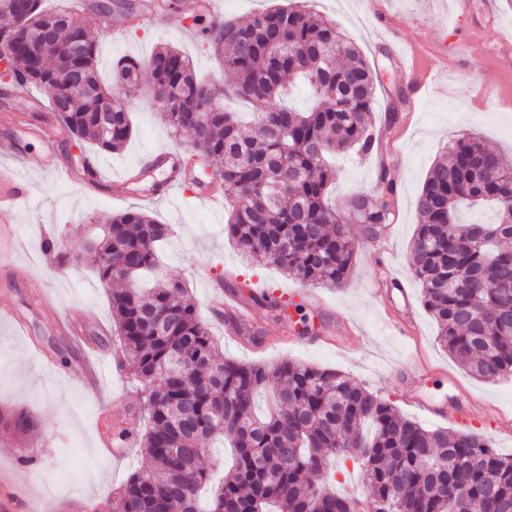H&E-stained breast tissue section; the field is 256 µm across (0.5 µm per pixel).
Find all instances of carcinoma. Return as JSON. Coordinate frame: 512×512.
<instances>
[{"label":"carcinoma","instance_id":"obj_1","mask_svg":"<svg viewBox=\"0 0 512 512\" xmlns=\"http://www.w3.org/2000/svg\"><path fill=\"white\" fill-rule=\"evenodd\" d=\"M16 2L0 0V46L11 47L3 91L42 89L67 135L116 152L133 134L128 95L148 68L152 104L173 133H189L190 154L215 167L230 211L225 231L238 248L302 283L344 280L354 240L328 200L336 179L329 157L373 148L365 116L375 78L334 22L291 3L245 23L193 18L202 43L232 75L230 92L252 103L254 120L243 123L179 49L161 45L145 64L118 61L107 87L97 42L75 13L32 0L20 15ZM74 71L88 90L66 96L60 109ZM298 90L313 97L306 112L282 103ZM107 107L112 130L104 137L99 113ZM392 193L380 175L375 193L354 197L353 217L371 230L392 223ZM482 202L495 207L496 221L464 223V206ZM415 205L413 271L440 345L484 381L512 376V250L501 246L512 239V161L460 136L448 159L429 170ZM169 234V225L138 209L95 229L87 249L99 281L134 282L155 269ZM109 301L122 355L135 369L145 411L136 438L150 460L112 493L115 512H201L198 491L210 477L201 459L219 436L234 448L235 463L212 489L208 512H266L273 504L278 512H488L501 500L512 504V456L471 433L425 429L336 369L224 358L180 281L113 288ZM261 391L268 395L263 414L255 406ZM0 426L26 433L33 419L1 413ZM333 458L359 466L369 505L311 480L328 478Z\"/></svg>","mask_w":512,"mask_h":512}]
</instances>
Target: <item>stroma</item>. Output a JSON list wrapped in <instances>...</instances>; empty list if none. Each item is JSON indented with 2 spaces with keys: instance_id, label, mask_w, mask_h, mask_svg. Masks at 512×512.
<instances>
[{
  "instance_id": "35a3bbf8",
  "label": "stroma",
  "mask_w": 512,
  "mask_h": 512,
  "mask_svg": "<svg viewBox=\"0 0 512 512\" xmlns=\"http://www.w3.org/2000/svg\"><path fill=\"white\" fill-rule=\"evenodd\" d=\"M77 14L99 45V70L110 78L122 57L148 60L158 43L175 46L193 60L195 71L220 88L230 79L220 61L202 49L195 35L183 30L186 0H157L161 10L152 24L127 29L121 42H112L97 21L99 6H108L113 19L139 12L148 0H86ZM309 5L336 22L357 45L378 73L375 103L366 123L379 148L368 155H345L336 160L332 199L336 211L346 214L352 195L369 193L386 173L393 184L396 219L388 225L392 237L388 251H380L377 239L364 225L350 222L355 242L350 272L338 287H314V299L300 295L299 281L273 263L243 260L224 232L225 211L211 207L197 196L199 183L215 181L213 167H200L195 178L185 181L173 196L155 197L166 173L152 171L141 184L125 182V170L142 167L148 155L161 151H185L187 137L173 136L158 108L143 96L130 100L134 133L123 152L96 154L103 170L87 181L82 146L68 138L60 143L61 159L71 165L76 178L56 182L47 173L23 172L27 195L12 223L15 241L13 265L0 270V301L10 312H0V411H25L34 427L18 434L0 428V470L11 471L32 512H74L76 503L97 505L111 495L136 469L146 465L140 450L111 453L112 429L118 421L132 422L140 407L132 366L118 359L119 340L112 327L107 289L99 282L90 260L85 259L89 225L109 223L129 209L147 212L170 225L172 234L159 248L164 275L181 280L197 303L204 321L225 357L243 362L274 363L290 358L302 363L344 372L369 388L395 409L429 429L455 430L452 421L434 419L409 409L402 394L413 381L401 374L408 356L441 369L428 393L437 402L471 397L478 404L467 429L490 441L502 455H512V435L500 434L497 424L512 421V377L487 383L474 378L457 364L437 340V325L422 303L421 287L410 262V245L420 217L415 199L433 164L449 142L467 133L480 137L490 149L512 158V34H502V47L488 52L474 48L458 55L457 41L478 32L489 22L488 8L512 21V0H472L468 16L451 12L452 0H308ZM431 49L447 61L448 71L422 96L411 97L403 73L399 47ZM31 112H19V122L0 127V163L19 168L20 159L41 147L29 138L22 122L34 120ZM55 242L47 251L46 242ZM79 255V268L61 266V255ZM208 269L209 278L222 280L226 289L249 286L286 302L287 325L299 331L309 325L314 334L329 327L327 309L343 314L359 338L348 351L333 343L247 346L225 335L228 317L215 316L208 302L210 288L198 275ZM405 279L416 310L412 339L398 335L389 323L402 305L395 294L379 296L388 276ZM78 307L84 312L88 343L116 361L107 368L98 391L86 390L69 378L68 369L83 355L81 347L56 334L57 315ZM28 325L27 335L15 332L16 319ZM42 347L57 361L59 371L46 372L34 354ZM35 464H24L27 456Z\"/></svg>"
}]
</instances>
